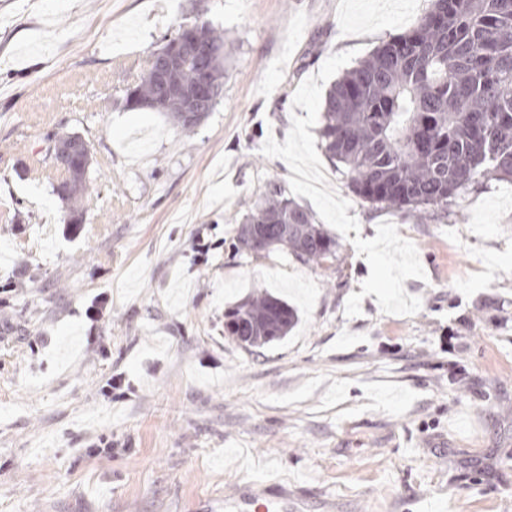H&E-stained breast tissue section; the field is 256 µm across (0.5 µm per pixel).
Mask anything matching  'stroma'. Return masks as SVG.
I'll use <instances>...</instances> for the list:
<instances>
[{"instance_id": "obj_1", "label": "stroma", "mask_w": 512, "mask_h": 512, "mask_svg": "<svg viewBox=\"0 0 512 512\" xmlns=\"http://www.w3.org/2000/svg\"><path fill=\"white\" fill-rule=\"evenodd\" d=\"M429 0H0V512H225L280 484L302 512H512V183L419 222L356 196L417 248L412 316L345 304L370 268L234 251L285 161L298 85L333 54L366 59ZM223 29L224 93L190 137L126 102L179 27ZM90 145L76 204L49 148ZM83 221L71 224L72 210ZM265 291L297 310L247 349L224 314ZM110 302L96 320L85 310ZM120 375L123 398L105 395ZM111 440L108 452L87 443ZM91 166V165H90ZM90 166L76 177L67 176L58 186L56 192L62 200L76 201L88 192L90 186ZM61 186H64L65 195H61Z\"/></svg>"}]
</instances>
